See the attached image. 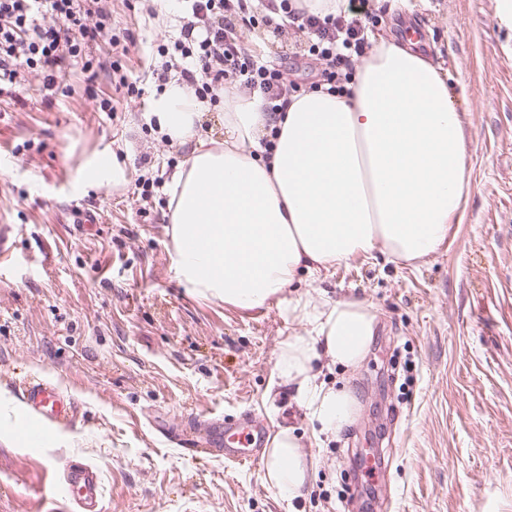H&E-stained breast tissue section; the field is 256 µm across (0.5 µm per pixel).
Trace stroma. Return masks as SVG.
<instances>
[{
    "label": "stroma",
    "mask_w": 512,
    "mask_h": 512,
    "mask_svg": "<svg viewBox=\"0 0 512 512\" xmlns=\"http://www.w3.org/2000/svg\"><path fill=\"white\" fill-rule=\"evenodd\" d=\"M112 0L115 31L146 43L180 33L177 0ZM374 35L420 37L448 73L467 135L472 191L438 254L419 266L355 257L297 276L281 305L242 309L193 294L176 273L169 211L143 220L134 193L140 161L165 178L185 168L151 112L150 56L122 64L143 80L136 99L107 78L86 92L64 77L52 107L38 83L0 99V231L14 242L0 267V512H56L64 470L101 471L105 512H340L362 489L370 512H512V29L497 0H380ZM111 98L113 111L98 100ZM32 147L14 154L17 143ZM121 148L128 181L80 189L94 152ZM356 301L375 334L356 368L320 359L319 379L347 390L352 421L320 432L279 376L282 344L306 339L296 299ZM38 376L75 402L72 428L41 455L6 419L21 409L15 379ZM254 415L269 433L292 427L313 461L303 498L284 499L264 462L228 464L187 453V414ZM380 448L389 482L351 470Z\"/></svg>",
    "instance_id": "obj_1"
}]
</instances>
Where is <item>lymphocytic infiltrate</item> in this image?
<instances>
[{
	"label": "lymphocytic infiltrate",
	"instance_id": "obj_1",
	"mask_svg": "<svg viewBox=\"0 0 512 512\" xmlns=\"http://www.w3.org/2000/svg\"><path fill=\"white\" fill-rule=\"evenodd\" d=\"M184 9L180 36L158 45L162 63L151 76L162 86L178 77L198 101L213 105L233 84L259 94L265 111L283 112L290 95L303 88L289 81L284 65L268 60L264 40H257L256 52H244L241 39L255 27L301 34L320 63L306 87L312 91L336 87L371 47L372 12L364 5L326 16L294 0H263L259 6L252 0H184ZM111 17L108 0H0V95L16 97L32 78L42 86V104L51 105L71 66L94 88L106 67L101 47L122 57L140 47L133 32H113Z\"/></svg>",
	"mask_w": 512,
	"mask_h": 512
}]
</instances>
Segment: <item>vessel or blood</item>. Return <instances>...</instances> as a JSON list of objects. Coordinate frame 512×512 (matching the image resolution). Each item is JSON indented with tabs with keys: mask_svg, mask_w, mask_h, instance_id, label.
<instances>
[{
	"mask_svg": "<svg viewBox=\"0 0 512 512\" xmlns=\"http://www.w3.org/2000/svg\"><path fill=\"white\" fill-rule=\"evenodd\" d=\"M18 393L24 409L20 424L31 429L33 448L44 446L48 431L71 425V399L47 379L28 378L19 384ZM265 440V427L259 422L244 427L216 422L207 432L202 451L242 464L255 459ZM63 498L70 512H102L101 477L97 468L88 463L69 466L63 473Z\"/></svg>",
	"mask_w": 512,
	"mask_h": 512,
	"instance_id": "b4317fda",
	"label": "vessel or blood"
}]
</instances>
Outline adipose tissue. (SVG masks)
Wrapping results in <instances>:
<instances>
[{
  "mask_svg": "<svg viewBox=\"0 0 512 512\" xmlns=\"http://www.w3.org/2000/svg\"><path fill=\"white\" fill-rule=\"evenodd\" d=\"M203 109L173 82L153 103L169 144H191L172 183L171 240L180 280L198 296L249 309L282 302L298 273L381 253L414 263L437 254L471 192L462 115L448 74L408 45L380 40L343 91L292 96L286 112H264L254 96L224 100V143L198 137ZM275 136L271 158L264 139ZM127 172L107 149L79 183L118 187ZM314 323V340L286 342L278 371L322 432L348 424L355 401L318 383L313 362L353 368L365 357L375 317L360 302L290 304ZM309 461L291 428L265 454V480L301 497Z\"/></svg>",
  "mask_w": 512,
  "mask_h": 512,
  "instance_id": "1",
  "label": "adipose tissue"
}]
</instances>
